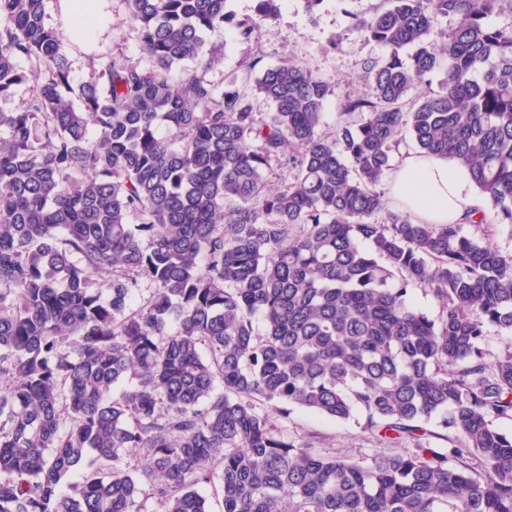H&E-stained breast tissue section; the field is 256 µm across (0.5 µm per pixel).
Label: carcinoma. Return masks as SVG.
I'll return each instance as SVG.
<instances>
[{
  "instance_id": "cac0c4a2",
  "label": "carcinoma",
  "mask_w": 512,
  "mask_h": 512,
  "mask_svg": "<svg viewBox=\"0 0 512 512\" xmlns=\"http://www.w3.org/2000/svg\"><path fill=\"white\" fill-rule=\"evenodd\" d=\"M127 2L150 65L103 54L75 85L44 0H0V101L31 83L0 108V512H144V486L158 512H211L215 483L221 512H512V345L484 349L512 332V256L461 224L373 220L406 132L466 172L482 223L512 224V23H491L512 0L353 17L387 54L332 134L335 87L291 60L255 80L263 123L204 78L223 59L204 34L248 40L282 0L242 21L226 0ZM296 409L413 447L326 456L274 423Z\"/></svg>"
}]
</instances>
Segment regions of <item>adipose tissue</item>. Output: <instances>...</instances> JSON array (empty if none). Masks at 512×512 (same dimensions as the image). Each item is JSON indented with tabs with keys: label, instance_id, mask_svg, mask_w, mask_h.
Masks as SVG:
<instances>
[{
	"label": "adipose tissue",
	"instance_id": "obj_1",
	"mask_svg": "<svg viewBox=\"0 0 512 512\" xmlns=\"http://www.w3.org/2000/svg\"><path fill=\"white\" fill-rule=\"evenodd\" d=\"M392 195L423 224H454L480 219L483 200L467 178L447 162L417 151L405 154L389 176Z\"/></svg>",
	"mask_w": 512,
	"mask_h": 512
}]
</instances>
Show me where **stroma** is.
<instances>
[{
    "label": "stroma",
    "mask_w": 512,
    "mask_h": 512,
    "mask_svg": "<svg viewBox=\"0 0 512 512\" xmlns=\"http://www.w3.org/2000/svg\"><path fill=\"white\" fill-rule=\"evenodd\" d=\"M380 0H322L316 13H307L303 0H284L276 19L263 23L251 40H243L229 28L208 34L210 42L223 45L222 61L209 70L207 80L217 87L235 82L246 94L257 120H268L273 107L255 88V79L268 67L286 59L309 69L336 90L324 105L323 132H332L341 120L345 96H367L371 87L363 79L367 65L385 55L383 46L368 41L352 27V17L369 12ZM106 17L89 40L71 38L70 61L74 83L98 74L99 56L116 59L139 57V32L129 20L127 0H100ZM339 48H331V38ZM289 433L310 441L328 456L367 457L388 452L386 442L364 432L354 421L338 422L301 410L285 423Z\"/></svg>",
    "instance_id": "obj_1"
}]
</instances>
